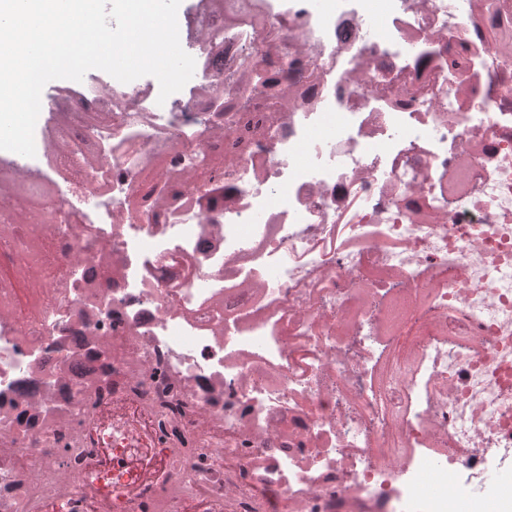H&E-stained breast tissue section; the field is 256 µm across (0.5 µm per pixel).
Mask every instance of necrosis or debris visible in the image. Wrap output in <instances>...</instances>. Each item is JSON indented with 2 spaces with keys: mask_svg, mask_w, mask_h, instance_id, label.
<instances>
[{
  "mask_svg": "<svg viewBox=\"0 0 512 512\" xmlns=\"http://www.w3.org/2000/svg\"><path fill=\"white\" fill-rule=\"evenodd\" d=\"M361 2L193 8L162 104L56 88L12 160L44 269L0 234L41 328L0 297V512H512L451 494L512 466V0ZM1 176L10 182L12 194L15 196L24 197L38 193L47 197L53 190V187L37 173L29 172L16 177L13 170L1 169ZM401 356L402 351L400 349L387 351L377 374V394L389 416L390 414L394 416L403 414L407 406L400 388L394 381L399 372L404 373L403 369H398L399 366L403 365Z\"/></svg>",
  "mask_w": 512,
  "mask_h": 512,
  "instance_id": "necrosis-or-debris-1",
  "label": "necrosis or debris"
}]
</instances>
